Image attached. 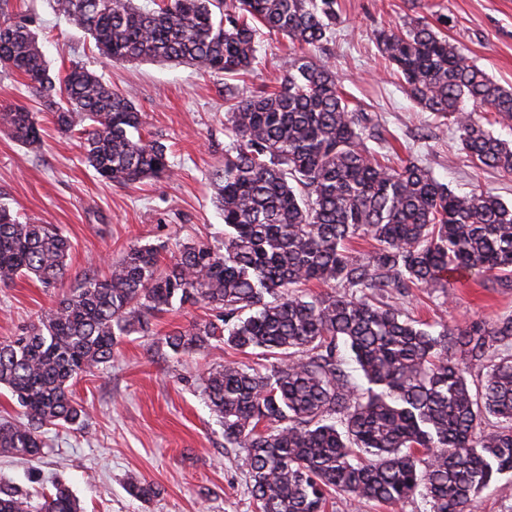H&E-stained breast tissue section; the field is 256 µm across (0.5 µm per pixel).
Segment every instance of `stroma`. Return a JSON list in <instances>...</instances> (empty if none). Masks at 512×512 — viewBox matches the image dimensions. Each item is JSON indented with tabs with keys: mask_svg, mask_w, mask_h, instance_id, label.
<instances>
[{
	"mask_svg": "<svg viewBox=\"0 0 512 512\" xmlns=\"http://www.w3.org/2000/svg\"><path fill=\"white\" fill-rule=\"evenodd\" d=\"M7 9L14 17H33L52 72L77 62L128 96L144 115V135L167 145L173 170L168 178L122 186L88 167L79 139L58 133L50 116L41 120L44 136L34 149L0 131V203L68 237L66 287L105 274L133 244L160 246L167 260L188 240L222 243L211 172L229 144L224 88L246 97L275 85L288 69L287 39L261 35L254 69L228 80L185 65L109 59L90 36L58 18L49 0H9ZM336 9L340 21L321 58L351 106L381 125L383 139L372 144L373 155L395 164L418 159L454 191L480 188L511 203L512 177L467 161L455 126L407 97L374 32L422 19L447 35L468 63L512 88V0H337ZM53 301V289L31 278L0 287V339L21 335ZM401 305L423 322L461 324L512 313V288L466 275L449 293L420 292ZM207 315L204 308L165 312L156 319V336L125 338L110 363L73 387L90 411L85 430L49 429L43 454L33 460L0 453V477L37 498L61 478L83 512H256L243 457L225 447L224 429L196 381L199 372L223 362V349L177 356L158 343L159 335ZM133 479L152 484L155 496L129 495Z\"/></svg>",
	"mask_w": 512,
	"mask_h": 512,
	"instance_id": "35a3bbf8",
	"label": "stroma"
}]
</instances>
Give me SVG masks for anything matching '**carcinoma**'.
<instances>
[{"mask_svg":"<svg viewBox=\"0 0 512 512\" xmlns=\"http://www.w3.org/2000/svg\"><path fill=\"white\" fill-rule=\"evenodd\" d=\"M104 55L185 64L228 77L250 72L260 29L322 50L339 22L336 0H52ZM0 0V70L23 77L57 132L78 133L85 160L125 186L171 174L168 147L135 136L143 115L82 66L50 74L31 30ZM380 52L409 97L452 121L478 166L512 175V145L474 118L512 121V89L464 61L448 38L413 19L376 30ZM224 162L212 173L224 245L188 241L163 264L133 244L103 278L86 275L38 323L0 341V384L22 417L0 423V452L41 454L44 428L81 427L72 395L83 374L112 361L121 339L154 334L155 316L203 306L209 318L164 336L176 355L215 344L247 354L198 377L224 425V447L244 453L259 512H325L334 494L393 506L417 496L429 512H472L490 487H512V315L464 325L409 317L412 289L454 287L456 273L496 275L512 288V203L460 194L409 158L377 160L371 118L350 108L335 73L302 54L279 86L238 98L224 91ZM17 142L41 141L39 113L0 111ZM373 250L360 254L357 240ZM70 242L50 224L0 204V286L33 276L62 285ZM316 283L325 291L310 293ZM352 360L366 387L346 368ZM0 512H80L67 485L35 506L0 481Z\"/></svg>","mask_w":512,"mask_h":512,"instance_id":"carcinoma-1","label":"carcinoma"}]
</instances>
